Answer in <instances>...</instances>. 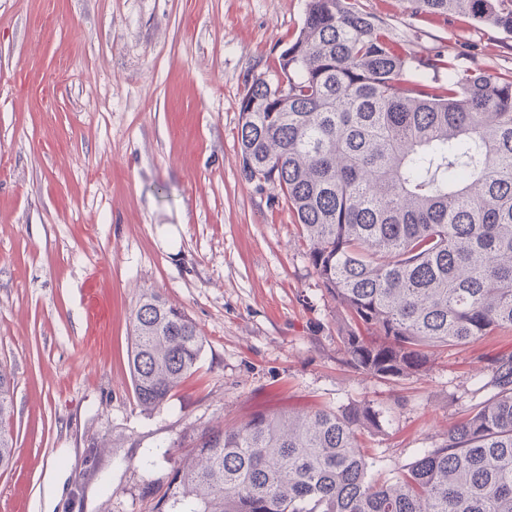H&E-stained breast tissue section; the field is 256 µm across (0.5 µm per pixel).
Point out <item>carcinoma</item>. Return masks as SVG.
<instances>
[{
	"label": "carcinoma",
	"instance_id": "carcinoma-1",
	"mask_svg": "<svg viewBox=\"0 0 512 512\" xmlns=\"http://www.w3.org/2000/svg\"><path fill=\"white\" fill-rule=\"evenodd\" d=\"M411 13L512 33V0H408ZM446 75L441 80L440 75ZM240 169L273 183L336 301L345 364L384 382L512 332V71L404 53L356 0H307L239 104ZM196 323L145 292L133 316V396L157 412L196 369ZM441 442L381 474L364 452L392 411L257 412L196 437L157 512H512V350ZM14 379L0 365V471L14 464Z\"/></svg>",
	"mask_w": 512,
	"mask_h": 512
}]
</instances>
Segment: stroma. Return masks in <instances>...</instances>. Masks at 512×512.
<instances>
[{
    "mask_svg": "<svg viewBox=\"0 0 512 512\" xmlns=\"http://www.w3.org/2000/svg\"><path fill=\"white\" fill-rule=\"evenodd\" d=\"M402 49L512 68V34L358 0ZM306 0H0V364L15 380V464L0 512H155L203 429L259 411L370 399L385 469L439 442L480 398L490 336L385 384L343 362L322 288L276 186L240 174L248 82L301 27ZM152 290L204 337L198 369L146 415L132 314ZM62 448L73 457L59 456ZM69 477L54 494L52 468Z\"/></svg>",
    "mask_w": 512,
    "mask_h": 512,
    "instance_id": "1",
    "label": "stroma"
}]
</instances>
